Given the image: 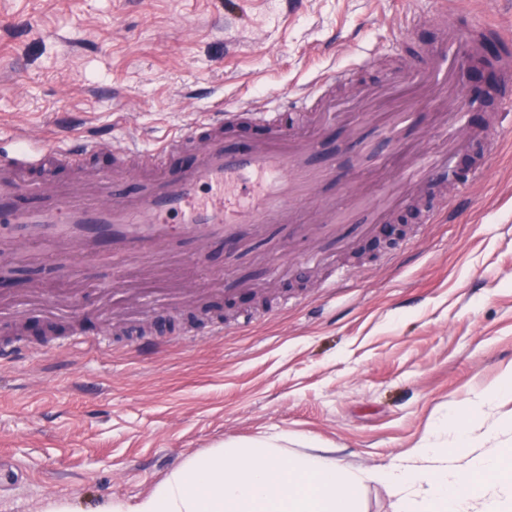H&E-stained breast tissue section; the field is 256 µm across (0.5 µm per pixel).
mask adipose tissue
Listing matches in <instances>:
<instances>
[{"instance_id":"ef3b65f1","label":"adipose tissue","mask_w":512,"mask_h":512,"mask_svg":"<svg viewBox=\"0 0 512 512\" xmlns=\"http://www.w3.org/2000/svg\"><path fill=\"white\" fill-rule=\"evenodd\" d=\"M512 396V370L441 417L406 456L353 473L335 449L288 454L278 438L230 444L189 456L135 502L107 500L96 512H355L364 481L386 486L397 512H512V468L499 449L475 452L477 437L503 433L482 413Z\"/></svg>"}]
</instances>
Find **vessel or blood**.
Returning <instances> with one entry per match:
<instances>
[{
    "instance_id": "vessel-or-blood-1",
    "label": "vessel or blood",
    "mask_w": 512,
    "mask_h": 512,
    "mask_svg": "<svg viewBox=\"0 0 512 512\" xmlns=\"http://www.w3.org/2000/svg\"><path fill=\"white\" fill-rule=\"evenodd\" d=\"M482 27L478 19L445 25L441 47L410 64L408 77L429 100L444 105L442 90L461 76L460 51L470 47L473 33ZM335 110V100L323 96L318 85L290 101L268 98L258 107L245 103L197 122L190 133L164 140L152 151L153 163L134 173L92 165L100 150L97 140L40 146L27 131H16L10 151L0 154V243L23 240L55 257L75 246L86 256L106 251L134 264L182 241L238 243L243 225L288 223L318 196L328 202L321 211L323 221L335 222L331 200L340 187L336 152L328 147L314 156L308 137L310 126L321 125ZM255 114L267 121V138L246 146L225 140L224 126ZM446 119V149L422 152L403 167L398 183L373 198L355 197L350 211L369 207L382 215L409 194L427 196L447 179L451 158L470 140L461 134V109L449 110ZM413 120L411 110L395 114L386 142L398 144ZM189 143L197 147L198 163L169 173L164 158ZM54 161L74 163L75 192L32 187V170Z\"/></svg>"
}]
</instances>
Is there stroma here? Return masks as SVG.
Listing matches in <instances>:
<instances>
[{
    "instance_id": "1",
    "label": "stroma",
    "mask_w": 512,
    "mask_h": 512,
    "mask_svg": "<svg viewBox=\"0 0 512 512\" xmlns=\"http://www.w3.org/2000/svg\"><path fill=\"white\" fill-rule=\"evenodd\" d=\"M488 9L512 30V0H0V138L32 130L153 146L217 109L295 97L333 70L387 85L375 119L417 101L405 58L436 47L440 15ZM397 40L396 55L360 59ZM502 68L463 77L481 88L465 125L475 147L454 158L484 177L455 198L449 221L269 224L226 255L191 249L146 290L180 286L186 301L130 315L110 255L51 275L21 261L0 297L69 292L76 316L0 314V338L27 353L0 366V458L16 473L0 512H43L52 498L94 512L135 501L190 455L238 441L285 438L289 453L336 449L351 470L406 455L434 419L494 384L512 365V130L498 128ZM385 151L374 189L396 182L423 146H442L440 111ZM223 334H214L215 325ZM97 339L99 350L71 348Z\"/></svg>"
}]
</instances>
